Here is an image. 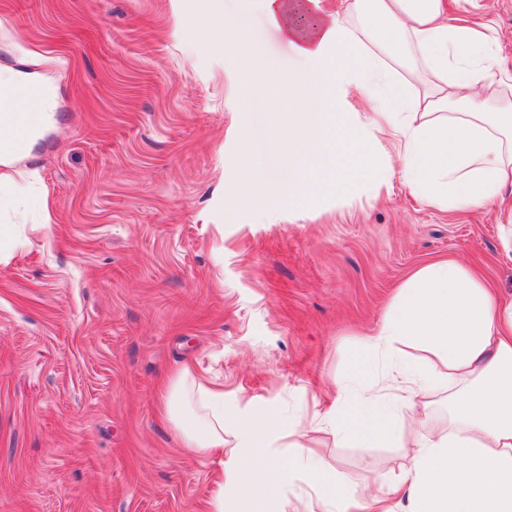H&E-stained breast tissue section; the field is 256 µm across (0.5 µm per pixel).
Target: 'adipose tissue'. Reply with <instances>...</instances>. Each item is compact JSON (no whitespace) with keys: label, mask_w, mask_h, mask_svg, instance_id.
I'll return each mask as SVG.
<instances>
[{"label":"adipose tissue","mask_w":512,"mask_h":512,"mask_svg":"<svg viewBox=\"0 0 512 512\" xmlns=\"http://www.w3.org/2000/svg\"><path fill=\"white\" fill-rule=\"evenodd\" d=\"M269 22L310 69L267 74L257 52L243 60L242 83L264 82L288 128L292 166L287 186L269 190L260 166L245 160L238 200L264 195L305 198L335 187L399 175L424 202L464 212L501 202L512 183V102H493L497 59L491 37L448 21L446 0H341L327 12L320 0H263ZM429 75L423 92L406 95L390 77L392 64ZM27 78L0 71V127L29 102ZM376 104L341 136L307 105L326 104L346 116L351 94ZM398 143L401 166L373 149L376 132ZM415 345L443 361L444 371L410 366L399 354ZM366 347L393 373L372 380L355 408L332 407L320 429L345 443L391 444L400 425L418 426L405 467L378 491L350 490L332 479L300 426L285 429L275 404L243 413L225 440L224 385L185 365L168 379L162 415L183 447L216 456L219 475L205 512H288L298 487L317 512H512V302L499 300L469 268L436 262L401 288L396 305ZM448 385L456 396L447 431H424L420 398Z\"/></svg>","instance_id":"ef3b65f1"}]
</instances>
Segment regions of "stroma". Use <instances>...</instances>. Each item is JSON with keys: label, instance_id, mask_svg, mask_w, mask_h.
Instances as JSON below:
<instances>
[{"label": "stroma", "instance_id": "obj_1", "mask_svg": "<svg viewBox=\"0 0 512 512\" xmlns=\"http://www.w3.org/2000/svg\"><path fill=\"white\" fill-rule=\"evenodd\" d=\"M452 18L489 34L512 98V0ZM276 73L308 70L261 0H0V69L52 94L57 122L0 179L28 177L0 224V512H201L218 476L157 408L189 359L224 382L226 425L275 403L354 487L405 451L319 432L335 383L369 378L361 340L398 289L440 261L512 300V210L455 214L400 178L355 193L234 204L242 157L288 181V138L262 86L239 80L225 20Z\"/></svg>", "mask_w": 512, "mask_h": 512}]
</instances>
